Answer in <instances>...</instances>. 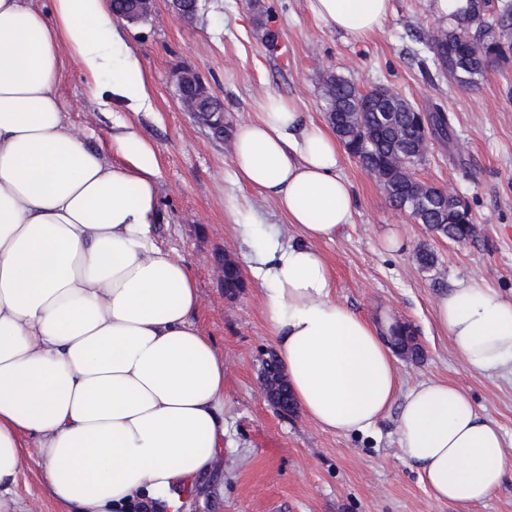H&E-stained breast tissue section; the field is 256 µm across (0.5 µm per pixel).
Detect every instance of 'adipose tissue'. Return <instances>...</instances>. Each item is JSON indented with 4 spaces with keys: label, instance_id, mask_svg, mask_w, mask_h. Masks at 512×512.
I'll return each mask as SVG.
<instances>
[{
    "label": "adipose tissue",
    "instance_id": "adipose-tissue-1",
    "mask_svg": "<svg viewBox=\"0 0 512 512\" xmlns=\"http://www.w3.org/2000/svg\"><path fill=\"white\" fill-rule=\"evenodd\" d=\"M351 42L380 31L391 0H308ZM112 0H0V512H23L16 485L33 460L68 512H183L184 495L224 450V356L195 322L183 259L157 242L153 147L114 136L132 167L105 162L66 125L63 58L101 111L150 98ZM109 83H101L102 75ZM335 134L265 95L234 135L237 179L270 195L293 234L270 229L249 258L277 359L302 414L331 433L374 431L398 408L402 459L439 501L480 504L502 484V429L467 392L430 380L398 388L378 328L334 297L318 249L353 221ZM436 319L466 365L512 372V300L462 282ZM28 435L32 449L20 437Z\"/></svg>",
    "mask_w": 512,
    "mask_h": 512
}]
</instances>
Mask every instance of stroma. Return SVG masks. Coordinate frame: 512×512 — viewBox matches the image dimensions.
<instances>
[{"label":"stroma","mask_w":512,"mask_h":512,"mask_svg":"<svg viewBox=\"0 0 512 512\" xmlns=\"http://www.w3.org/2000/svg\"><path fill=\"white\" fill-rule=\"evenodd\" d=\"M447 24L435 0H393L383 30L352 43L315 20L307 0H199L189 22L157 0L144 21L122 26L150 76V104L139 110L116 100L100 111L74 64L64 63L57 90L74 133L120 165L127 159L112 141L115 119L153 146L158 240L187 264L199 296L196 324L225 358L224 453L187 493L186 512H512V473L483 504L434 499L398 455L394 415L379 433L356 435L324 431L297 411L278 412L261 394L263 363L274 348L259 286L246 278L231 296L220 275L225 258L243 265L252 251L236 230L238 213L261 232L287 221L271 198L234 180L230 134L255 118L265 94L292 100L322 123L324 82L336 74L363 90L390 88L423 111L441 109L451 134L431 137L411 171L464 198L476 236L462 243L436 237L394 209L344 154L339 172L354 188V222L319 248L337 301L379 325L414 328L422 354L396 359L401 389L435 379L458 385L500 424L512 455V375L470 370L435 321L438 296L462 281L512 297V54L476 86L460 87L436 70L419 39ZM269 27L277 33L272 45L264 40ZM183 68L201 74L223 101L227 139H212L184 112L173 79ZM393 233L401 250L384 246ZM422 247L437 256L432 269L415 260ZM16 491L30 512H66L32 462H25Z\"/></svg>","instance_id":"stroma-1"}]
</instances>
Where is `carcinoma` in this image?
Listing matches in <instances>:
<instances>
[{"instance_id":"cac0c4a2","label":"carcinoma","mask_w":512,"mask_h":512,"mask_svg":"<svg viewBox=\"0 0 512 512\" xmlns=\"http://www.w3.org/2000/svg\"><path fill=\"white\" fill-rule=\"evenodd\" d=\"M462 15L450 16L446 29L426 34L436 69L461 86H474L490 63L512 47V0H469ZM329 123L343 122L337 134L346 153L367 172L384 176L382 188L389 202L404 209L433 234L453 242L467 241L476 233L471 209L457 205L456 196L418 181L410 166L422 156L432 132L443 133L449 119L441 112L423 114L409 102L400 112L380 109L359 112L357 107L376 90H360L345 77L331 74L324 84ZM245 287L237 262L224 257V290L230 295Z\"/></svg>"}]
</instances>
